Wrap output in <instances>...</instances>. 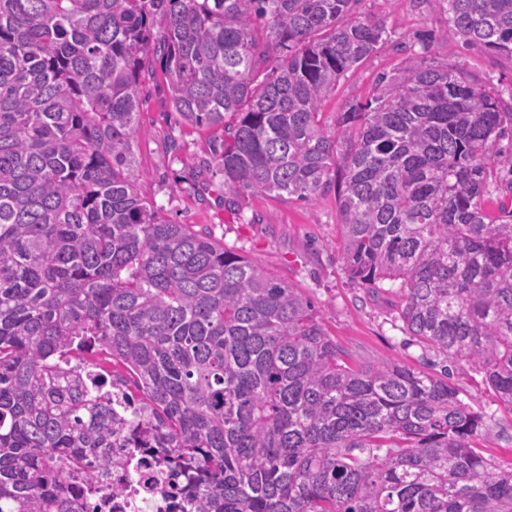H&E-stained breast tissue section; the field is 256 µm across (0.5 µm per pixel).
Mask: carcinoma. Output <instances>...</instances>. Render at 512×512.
Listing matches in <instances>:
<instances>
[{
    "label": "carcinoma",
    "mask_w": 512,
    "mask_h": 512,
    "mask_svg": "<svg viewBox=\"0 0 512 512\" xmlns=\"http://www.w3.org/2000/svg\"><path fill=\"white\" fill-rule=\"evenodd\" d=\"M356 2L0 0V512H75L70 480L126 433L187 471L188 512H512L446 366L512 414V105L424 43L329 119L385 41ZM444 2L449 35L512 57V0ZM157 61L179 117L222 132L228 205L334 192L348 279L396 286L440 373L357 364L301 289L142 197ZM96 347L136 392L72 363Z\"/></svg>",
    "instance_id": "cac0c4a2"
}]
</instances>
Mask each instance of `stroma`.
<instances>
[{
    "label": "stroma",
    "mask_w": 512,
    "mask_h": 512,
    "mask_svg": "<svg viewBox=\"0 0 512 512\" xmlns=\"http://www.w3.org/2000/svg\"><path fill=\"white\" fill-rule=\"evenodd\" d=\"M356 12L385 22L389 37L342 79L323 104L328 113L344 111L371 92L380 74H394L406 53H419V37L434 35L430 63L460 68L482 80L505 102H512V58L441 40L448 28L445 0H359ZM137 139L140 190L162 206L169 219L209 232L213 239L246 254L282 281L310 297L328 332L355 359L394 361L425 368L421 346L410 342L395 318L390 293L368 296L354 286L337 259L338 209L334 194L307 203L276 194L248 193L241 210L225 207L224 178L212 158L210 131L185 124L170 104L163 75L143 84ZM450 381L463 403L482 409L490 427L481 441L484 455L512 466V415L486 389L480 374L461 364Z\"/></svg>",
    "instance_id": "1"
}]
</instances>
